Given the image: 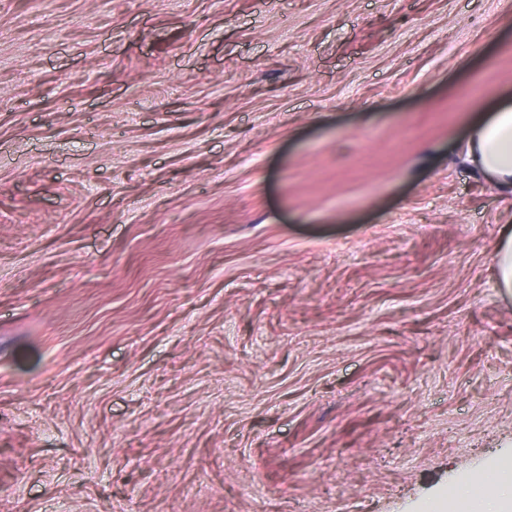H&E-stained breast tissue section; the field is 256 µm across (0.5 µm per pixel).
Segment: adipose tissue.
I'll return each mask as SVG.
<instances>
[{
  "label": "adipose tissue",
  "mask_w": 512,
  "mask_h": 512,
  "mask_svg": "<svg viewBox=\"0 0 512 512\" xmlns=\"http://www.w3.org/2000/svg\"><path fill=\"white\" fill-rule=\"evenodd\" d=\"M465 153L478 173L512 192V103L500 102L493 112L470 124ZM451 496L462 512H512V458L483 478L480 492L460 482Z\"/></svg>",
  "instance_id": "adipose-tissue-1"
}]
</instances>
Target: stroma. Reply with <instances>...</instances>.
Masks as SVG:
<instances>
[{
    "mask_svg": "<svg viewBox=\"0 0 512 512\" xmlns=\"http://www.w3.org/2000/svg\"><path fill=\"white\" fill-rule=\"evenodd\" d=\"M504 99L512 0H0V512H454ZM466 160L485 178L512 192V104L500 102L493 112L472 122Z\"/></svg>",
    "mask_w": 512,
    "mask_h": 512,
    "instance_id": "1",
    "label": "stroma"
}]
</instances>
